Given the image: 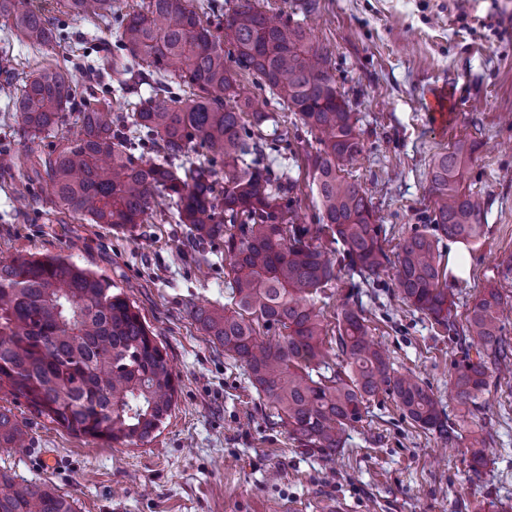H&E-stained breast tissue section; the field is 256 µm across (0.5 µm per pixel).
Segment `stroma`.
Returning <instances> with one entry per match:
<instances>
[{
	"label": "stroma",
	"instance_id": "35a3bbf8",
	"mask_svg": "<svg viewBox=\"0 0 512 512\" xmlns=\"http://www.w3.org/2000/svg\"><path fill=\"white\" fill-rule=\"evenodd\" d=\"M313 44L328 53L339 92L357 112L364 152L350 168L371 197L397 252L434 209V158L459 137L477 149L463 185L486 204L483 237L466 245V277L448 281L458 317L483 288L512 297L498 269L512 254V0H319ZM70 38L36 51L0 27V67L24 78L57 65L81 75L87 48L114 29L70 17ZM79 130L69 113L51 138L27 139L0 96V147L34 155ZM0 154V257L62 254L107 279L139 307L178 378L176 403L155 438L139 445L76 437L36 416L24 400L0 406L24 422L25 447L0 450V469L53 483L76 512H318L334 499L347 512H512V378L494 379L485 412L470 416L448 398L459 348L401 303L392 273L360 301L395 369L443 398L465 437L448 446L414 427L388 395L374 398L351 430L341 465L299 447L277 425L244 368L214 347L189 304L229 303L219 247L187 256L185 229L156 213L130 231L83 217L59 223L50 203L20 207L36 188L6 170ZM486 440L489 462L471 470L468 444Z\"/></svg>",
	"mask_w": 512,
	"mask_h": 512
}]
</instances>
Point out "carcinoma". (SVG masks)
Here are the masks:
<instances>
[{
    "label": "carcinoma",
    "instance_id": "1",
    "mask_svg": "<svg viewBox=\"0 0 512 512\" xmlns=\"http://www.w3.org/2000/svg\"><path fill=\"white\" fill-rule=\"evenodd\" d=\"M66 15L112 21L114 49L89 73L80 132L45 155L12 156L29 169L59 221L133 228L167 203L185 225L184 246L224 245L234 309L192 307L189 316L224 354L239 361L264 405L300 446L329 461L345 454L347 432L362 422L379 393L392 396L418 427L454 444L461 439L443 403L418 377L396 371L371 336L364 310L347 300L328 336L315 296L341 268L369 285L395 271L398 295L464 346L454 362L450 396L471 413L496 372L512 375V346L502 338L508 297L483 289L457 320L438 243H471L484 234L485 201L463 189L474 144L458 139L431 169L437 197L430 224L384 249L366 192L345 176L364 143L359 118L339 93L329 56L311 29L272 18L254 0H147L123 13L116 0H64ZM0 20L36 50L61 43L60 22L29 0H0ZM234 63L235 68L226 65ZM252 76L263 99H242L237 75ZM109 77L127 91L138 79L153 95L128 112L112 109L96 86ZM30 139L53 134L76 105L71 74L43 67L13 87L0 84ZM298 116L309 139L286 148L307 161L316 191V223L300 215L296 184L269 163L278 146L263 127L279 112ZM201 148L207 163L189 161ZM224 179L218 178V168ZM328 231L342 245L338 263L318 243ZM478 344L476 357L470 347ZM175 375L140 309L110 283L61 255L0 258V394L75 436L147 443L174 406ZM25 425L0 407V449L22 446ZM0 512H76L74 500L45 481L0 470Z\"/></svg>",
    "mask_w": 512,
    "mask_h": 512
}]
</instances>
